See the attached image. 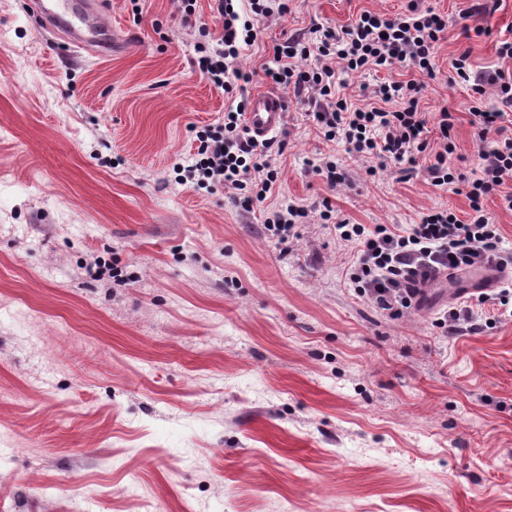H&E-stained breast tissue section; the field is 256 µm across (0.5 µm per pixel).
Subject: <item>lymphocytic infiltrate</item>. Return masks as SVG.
Here are the masks:
<instances>
[{"instance_id": "obj_1", "label": "lymphocytic infiltrate", "mask_w": 512, "mask_h": 512, "mask_svg": "<svg viewBox=\"0 0 512 512\" xmlns=\"http://www.w3.org/2000/svg\"><path fill=\"white\" fill-rule=\"evenodd\" d=\"M213 7L222 31L196 44L195 64L209 83L229 94L238 82L251 80L237 62L257 39L255 21L284 16L289 5L288 0H213ZM447 29L444 16L409 0L399 16L366 11L319 36H292L274 47V64L265 70L268 79L314 105L311 117L324 138L344 143L365 160L368 175H377L393 161L400 164L402 179H410L417 154L426 152L432 185L468 199L470 213L464 220L446 209L425 213L415 224L367 225L345 219L334 224L337 240L357 253L346 272L348 286L393 317L411 309L418 284L438 274L501 267L511 260L484 203L497 196L512 211V191L506 188L512 182V74H473L466 51L453 59L457 82L471 93L470 123L479 140L476 164L461 169L454 157L453 113L441 108L438 141L432 144L418 107L423 78L436 76L437 49ZM372 68H410L421 78L377 83L370 91L377 106L352 108L337 94L336 74ZM247 106V98H240L225 112L223 124L197 132V151L182 168V183L235 190L236 202L244 206L266 200L278 179L273 158L282 154L284 144L272 139L259 144L249 137L242 122Z\"/></svg>"}]
</instances>
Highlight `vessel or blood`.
Listing matches in <instances>:
<instances>
[{
    "mask_svg": "<svg viewBox=\"0 0 512 512\" xmlns=\"http://www.w3.org/2000/svg\"><path fill=\"white\" fill-rule=\"evenodd\" d=\"M30 11L42 28L66 35L72 47L111 56L114 41L104 0H32ZM285 117L286 101L281 95L254 93L246 112L247 130L254 140L267 139L281 130Z\"/></svg>",
    "mask_w": 512,
    "mask_h": 512,
    "instance_id": "1",
    "label": "vessel or blood"
}]
</instances>
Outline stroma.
Segmentation results:
<instances>
[{"label":"stroma","mask_w":512,"mask_h":512,"mask_svg":"<svg viewBox=\"0 0 512 512\" xmlns=\"http://www.w3.org/2000/svg\"><path fill=\"white\" fill-rule=\"evenodd\" d=\"M408 0H290L259 20L239 64L271 90L274 44ZM448 19L419 107L455 116L456 152L479 149L452 60L512 71V0H424ZM109 57L39 29L0 0V512H512V318L495 301L475 334L442 338L463 303L447 276L393 318L345 282L351 258L321 217L414 224L465 195L395 166L377 176L323 138L285 91L278 180L245 210L179 184L196 133L229 98L195 69L221 24L211 0H107ZM482 28L465 37L463 28ZM336 161L331 187L313 171ZM283 200L307 209L283 250L262 226Z\"/></svg>","instance_id":"obj_1"}]
</instances>
